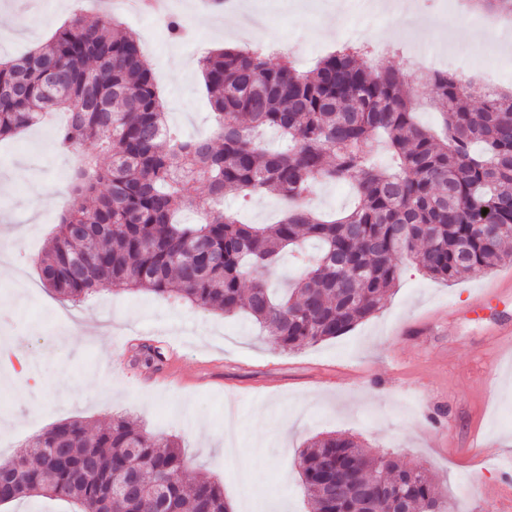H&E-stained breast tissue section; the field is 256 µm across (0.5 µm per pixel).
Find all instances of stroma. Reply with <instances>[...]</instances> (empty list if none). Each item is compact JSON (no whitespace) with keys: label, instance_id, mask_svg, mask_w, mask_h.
I'll return each instance as SVG.
<instances>
[{"label":"stroma","instance_id":"1","mask_svg":"<svg viewBox=\"0 0 512 512\" xmlns=\"http://www.w3.org/2000/svg\"><path fill=\"white\" fill-rule=\"evenodd\" d=\"M168 0L187 28L172 37L155 15L127 13L121 0H88L81 16L108 15L138 37L155 75L170 126L190 138L212 134L211 104L202 76L180 75L207 31ZM268 32H253L247 46L269 50L271 62L289 58L300 72L343 45L386 43L376 66L402 67L407 40L390 41L399 17L372 20L355 13L336 27L332 41L320 31L336 0H311L306 11L290 0H258ZM64 0H0V54L15 57L45 43L71 19ZM57 121L0 141V175L15 172L0 194V255L11 275H0V346L24 357L35 375L20 386L0 365V456L51 424L72 418L100 425L115 412L140 428L178 436L190 477L219 482L229 512H244L242 491L265 500L266 512H312L299 453L316 436H354L378 453L421 464L446 490L454 512H504L512 505V363L490 370L482 361L489 333L512 324V299L483 308L474 294L497 278L502 265L446 284L401 260L397 285L383 307L344 336L284 351L242 316H227L141 291L108 285L76 306L42 287L33 264L58 223L59 209H26L37 188L71 197L77 161L56 150ZM229 209L250 224H269L283 209L272 193L249 200L229 195ZM108 326L105 334L73 335L76 314ZM162 347L183 385L147 388L145 368L132 348ZM214 359L217 371L203 369ZM483 443L469 452L472 437Z\"/></svg>","mask_w":512,"mask_h":512}]
</instances>
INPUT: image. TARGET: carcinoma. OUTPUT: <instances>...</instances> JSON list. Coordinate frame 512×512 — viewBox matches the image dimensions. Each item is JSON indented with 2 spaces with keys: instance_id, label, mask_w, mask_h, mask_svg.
Wrapping results in <instances>:
<instances>
[{
  "instance_id": "obj_1",
  "label": "carcinoma",
  "mask_w": 512,
  "mask_h": 512,
  "mask_svg": "<svg viewBox=\"0 0 512 512\" xmlns=\"http://www.w3.org/2000/svg\"><path fill=\"white\" fill-rule=\"evenodd\" d=\"M55 70L63 90L49 95ZM213 133L185 139L166 121L137 38L112 19L76 17L26 55L0 60V139L68 112L58 147L76 155L73 193L88 198L63 214L37 259L44 288L84 302L105 285L226 314L246 313L284 350L342 336L383 305L398 263L413 261L453 283L512 263V94L477 95L446 71L422 79L372 67L343 46L311 70L269 62L258 50L224 48L202 62ZM435 87L443 132L418 124L419 85ZM274 130V148L258 141ZM98 143L111 164L80 153ZM394 164L375 162L379 149ZM209 203L196 204L197 185ZM348 181L357 203L322 216L303 206L324 183ZM274 191L288 201L273 224H244L224 196ZM195 209L193 222L177 221ZM487 214H482V210ZM312 241L316 254L303 245ZM302 274L278 293L268 279L284 251ZM147 366L163 352L142 345ZM0 474L8 504L38 496L76 512H227L223 487L183 477L178 441L114 414L96 429L66 420L27 439ZM315 512H442L428 471L329 434L300 453Z\"/></svg>"
}]
</instances>
